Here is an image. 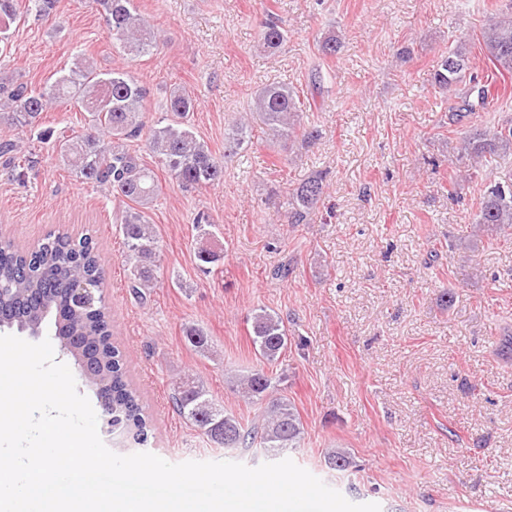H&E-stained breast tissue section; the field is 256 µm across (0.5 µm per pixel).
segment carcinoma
<instances>
[{"label": "carcinoma", "instance_id": "carcinoma-1", "mask_svg": "<svg viewBox=\"0 0 512 512\" xmlns=\"http://www.w3.org/2000/svg\"><path fill=\"white\" fill-rule=\"evenodd\" d=\"M90 7L104 15L112 41L128 55L144 56L158 44L159 35L139 14L135 0H88ZM495 15L480 31L478 43L493 65L495 77L482 81L471 72L470 46L459 41L441 58L432 76V86L448 95L449 124L465 123L456 162L479 174L498 168L499 161L512 155V119L493 128L471 120L484 111L489 97L499 93L496 79L512 77V0H496ZM21 20L16 0H0V34ZM288 37L281 24L262 25L261 45L274 49ZM342 41L334 32L324 35L319 50L335 57ZM468 81V87L458 86ZM69 102L87 113V127L79 135L61 132L42 124V114L53 105ZM195 99L185 88L173 90L165 102L171 119L162 127L147 125L146 89L127 72L114 69L100 72L89 63L77 62L68 72L37 90L17 83L0 71V109L11 113L12 124L37 132V140H54L62 161L75 176L87 183L108 186L126 200L117 223L126 246L130 288L139 294L153 285L160 271L159 238L156 225L145 212L160 191L155 171L127 148V142L145 138L167 174L186 189H196L224 181V164L200 141L189 123ZM300 96L285 83H273L254 97L251 120L236 121L235 131L225 140L233 151L243 144L250 121H258L276 145L300 142L310 145L320 137L316 128L300 121ZM325 184L320 174L288 187L289 224H307L324 204ZM474 223L499 234L512 232V174L489 178L480 195ZM208 217L197 216L196 259L215 265L224 259V247L217 245ZM101 259L91 239L73 240L58 236L25 252L0 243V328L31 334L54 318L56 336L85 337L84 352L96 357V376L86 384L98 389L110 385L112 433L122 440L149 445L151 437L138 395L130 387L127 372L112 345L107 313L102 305ZM87 280L93 284V298L81 302L70 295V284ZM250 336L259 367L232 377L233 389L245 403L258 410V423L244 427L231 413L219 407L203 384L186 380L174 394L181 415L224 448L256 449L269 460H280L290 450L301 447L303 424L295 405L278 394L273 378L265 371L279 365L288 350V329L279 314L257 308L249 317ZM185 341L197 352L206 353L210 337L196 325L184 328ZM332 470L346 471L352 464L350 453L335 448L325 457Z\"/></svg>", "mask_w": 512, "mask_h": 512}]
</instances>
